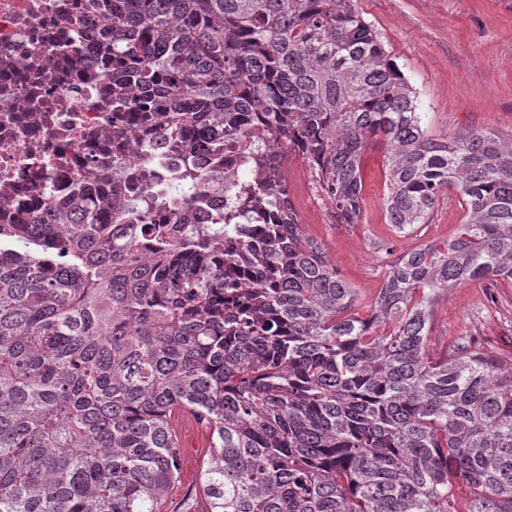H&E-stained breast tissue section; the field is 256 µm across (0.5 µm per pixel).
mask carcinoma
<instances>
[{
    "instance_id": "cac0c4a2",
    "label": "carcinoma",
    "mask_w": 512,
    "mask_h": 512,
    "mask_svg": "<svg viewBox=\"0 0 512 512\" xmlns=\"http://www.w3.org/2000/svg\"><path fill=\"white\" fill-rule=\"evenodd\" d=\"M112 92L184 150H245L279 192L276 135L315 174L336 223L360 220L363 155L388 145L387 223L409 233L457 190L464 222L388 262L358 294L304 238L210 224L224 173L187 160L183 192L143 188L0 224V512H163L180 478L171 416L212 428L208 512H512V361L476 344L427 357L440 296L512 284V137L440 139L353 0H100ZM125 221L114 230L108 219ZM153 238L150 260L138 250ZM248 267L243 286L236 270ZM223 207L221 197L211 196L203 197L196 201L192 209V223L207 224L211 220L214 213Z\"/></svg>"
}]
</instances>
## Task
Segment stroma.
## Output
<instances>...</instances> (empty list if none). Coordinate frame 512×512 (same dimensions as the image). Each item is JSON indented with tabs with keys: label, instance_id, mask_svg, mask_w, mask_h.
<instances>
[{
	"label": "stroma",
	"instance_id": "35a3bbf8",
	"mask_svg": "<svg viewBox=\"0 0 512 512\" xmlns=\"http://www.w3.org/2000/svg\"><path fill=\"white\" fill-rule=\"evenodd\" d=\"M391 58L419 94L431 134L452 139L492 129L512 136V0H355ZM385 147L371 144L364 160L361 220L334 223L302 184L291 191L306 236L321 241L332 265L357 288L368 312L392 256L453 235L462 211L455 190L442 193L425 224L395 233L383 198ZM481 344L512 360V286L472 281L443 294L426 344L438 359L458 343Z\"/></svg>",
	"mask_w": 512,
	"mask_h": 512
}]
</instances>
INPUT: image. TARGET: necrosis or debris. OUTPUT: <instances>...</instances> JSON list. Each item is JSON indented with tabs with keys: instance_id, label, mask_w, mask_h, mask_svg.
<instances>
[{
	"instance_id": "4bbe7bcc",
	"label": "necrosis or debris",
	"mask_w": 512,
	"mask_h": 512,
	"mask_svg": "<svg viewBox=\"0 0 512 512\" xmlns=\"http://www.w3.org/2000/svg\"><path fill=\"white\" fill-rule=\"evenodd\" d=\"M96 0H0V224H26L83 183L132 187L183 155L112 100Z\"/></svg>"
}]
</instances>
